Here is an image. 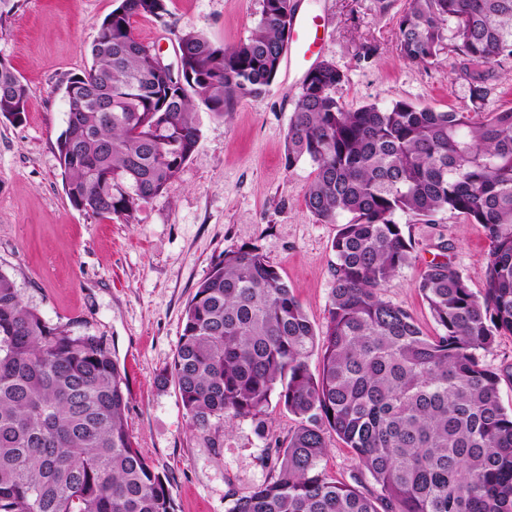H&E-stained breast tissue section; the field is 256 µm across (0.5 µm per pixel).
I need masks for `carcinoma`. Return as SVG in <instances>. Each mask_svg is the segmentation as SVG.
Masks as SVG:
<instances>
[{
    "label": "carcinoma",
    "mask_w": 512,
    "mask_h": 512,
    "mask_svg": "<svg viewBox=\"0 0 512 512\" xmlns=\"http://www.w3.org/2000/svg\"><path fill=\"white\" fill-rule=\"evenodd\" d=\"M234 46L177 32L182 73L160 69L132 29L166 23L167 0H117L99 23L92 64L65 81L68 126L57 141L77 210L126 223L161 195L194 153L198 113L229 117L265 94L293 30L295 0H259ZM399 57L465 61L472 108L407 101L352 109L345 74L322 61L305 76L285 136V162L307 161L306 209L338 216L336 286L320 332L255 246L226 251L187 303L171 371L193 430L258 417L277 397L298 425L276 443L275 474L227 512H512V411L480 352L512 335V108L483 112L484 73L512 57V0H407ZM27 86L0 58V116L25 118ZM448 211L488 241L475 292L433 260L417 288L438 330L381 297L413 260L396 220ZM317 366L310 368L311 357ZM125 375L99 337L50 324L0 271V512H175L126 422ZM353 449L378 493L321 469L326 434Z\"/></svg>",
    "instance_id": "obj_1"
}]
</instances>
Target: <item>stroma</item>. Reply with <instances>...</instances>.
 <instances>
[{"label":"stroma","mask_w":512,"mask_h":512,"mask_svg":"<svg viewBox=\"0 0 512 512\" xmlns=\"http://www.w3.org/2000/svg\"><path fill=\"white\" fill-rule=\"evenodd\" d=\"M296 3L301 12L325 18L321 57L344 73L337 95L348 106L405 100L439 110L469 108L460 57L416 66L398 56L397 24L406 0ZM114 6V0H20L0 33V57L29 91L23 122L0 117V270L46 321L110 346L127 379L128 429L153 470L169 477L176 512H227L232 498L270 479L269 448L295 428V416L274 401L261 419L238 418L205 437L192 431L175 386L159 385L157 378L171 369L185 307L212 261L245 245L258 247L288 282L315 328L326 323L338 227L317 222L304 205L310 164L289 168L284 159L305 74L281 64L269 92L238 103L229 118L200 112L196 150L132 223L87 215L69 203L57 162V140L67 127L63 85L90 66L96 22ZM168 10L162 23L134 18L133 29L171 61L175 31L193 27L233 46L248 38L260 4L169 0ZM367 42L377 50L364 61L359 53ZM398 221L416 259L382 294L431 335L437 326L416 280L429 262L444 257L480 290L488 242L481 225L446 211L432 224L411 214ZM481 359L498 372L500 401L512 409V336L499 337ZM327 442L326 474L376 493L352 450L333 434Z\"/></svg>","instance_id":"35a3bbf8"}]
</instances>
